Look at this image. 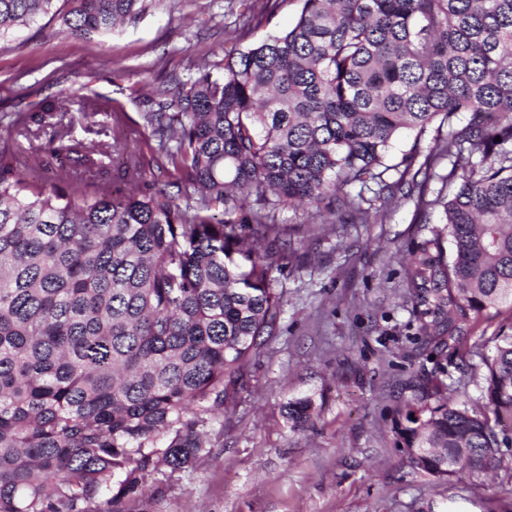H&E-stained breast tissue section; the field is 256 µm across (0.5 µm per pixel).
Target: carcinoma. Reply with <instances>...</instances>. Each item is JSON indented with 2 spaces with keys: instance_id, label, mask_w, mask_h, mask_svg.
Listing matches in <instances>:
<instances>
[{
  "instance_id": "cac0c4a2",
  "label": "carcinoma",
  "mask_w": 512,
  "mask_h": 512,
  "mask_svg": "<svg viewBox=\"0 0 512 512\" xmlns=\"http://www.w3.org/2000/svg\"><path fill=\"white\" fill-rule=\"evenodd\" d=\"M279 2L261 0L242 28L269 25ZM301 2L291 28L172 75L150 100L143 118L182 205L141 189L136 154L123 190L73 175L103 153L80 141L30 152L60 172L43 182L0 145V512H140L147 484L164 494L155 474L194 466L279 328L274 266L246 245L282 241L266 209H344L365 224L366 191L441 213L410 247L415 357L433 363L409 385L410 466L446 482L512 474L499 439L512 423V332L460 356L457 378L442 363L471 316L512 304V0ZM153 5L0 0V41L48 15L59 34L104 36ZM68 99L0 124L41 128ZM437 120L448 133L423 162L415 144L388 163L402 132ZM442 157L451 190L427 199ZM480 379L483 411L461 392ZM311 409L308 396L285 405L296 426Z\"/></svg>"
}]
</instances>
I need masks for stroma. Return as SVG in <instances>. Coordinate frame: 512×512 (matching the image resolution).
Returning a JSON list of instances; mask_svg holds the SVG:
<instances>
[{"mask_svg": "<svg viewBox=\"0 0 512 512\" xmlns=\"http://www.w3.org/2000/svg\"><path fill=\"white\" fill-rule=\"evenodd\" d=\"M299 10V0H282L270 28L244 37L226 0H157L91 40L55 36L42 19L0 48V113L84 85L93 97L68 103L60 130L104 146L122 133L121 150L102 159L105 177L132 152L166 164L142 119L154 89L169 73L288 29ZM275 221L295 247L263 248L284 294L278 333L253 356L236 407L207 427L195 468L168 481L148 512H425L452 494L464 512H512V477L476 473L447 485L409 466L396 429L406 384L423 370L404 299L408 248L438 212L377 200L366 224L344 215L324 223L308 206L278 209ZM301 395L314 407L310 423L296 427L284 405Z\"/></svg>", "mask_w": 512, "mask_h": 512, "instance_id": "35a3bbf8", "label": "stroma"}]
</instances>
